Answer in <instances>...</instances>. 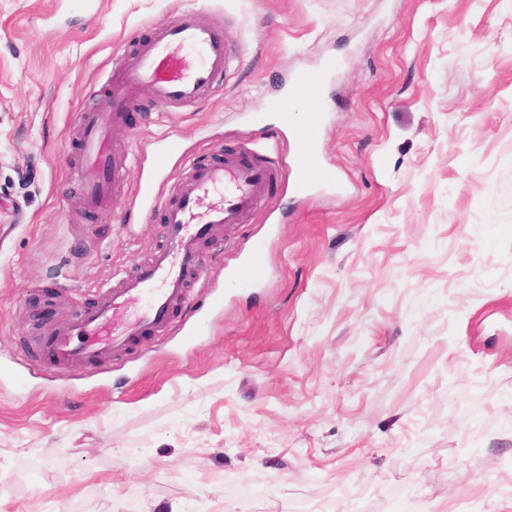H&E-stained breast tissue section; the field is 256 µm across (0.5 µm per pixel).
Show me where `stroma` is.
<instances>
[{
	"label": "stroma",
	"mask_w": 512,
	"mask_h": 512,
	"mask_svg": "<svg viewBox=\"0 0 512 512\" xmlns=\"http://www.w3.org/2000/svg\"><path fill=\"white\" fill-rule=\"evenodd\" d=\"M185 12L222 32L224 80L179 108L139 88L91 209L82 115ZM329 58L300 114L336 182L303 195L278 105ZM261 153L265 203L202 241L168 325L58 376L46 337L148 259L173 184ZM132 501L512 512V0H0V512Z\"/></svg>",
	"instance_id": "stroma-1"
}]
</instances>
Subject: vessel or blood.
Segmentation results:
<instances>
[{"label": "vessel or blood", "mask_w": 512, "mask_h": 512, "mask_svg": "<svg viewBox=\"0 0 512 512\" xmlns=\"http://www.w3.org/2000/svg\"><path fill=\"white\" fill-rule=\"evenodd\" d=\"M228 56L222 34L186 12L176 22L162 26L124 63L112 77L111 104L85 113L82 119L84 189L90 206L105 204L112 184L122 177V163L109 134L137 90L151 86L164 104L195 102L213 89ZM334 68L329 60L320 70L301 76L292 86V95L317 100ZM295 137L300 144L295 159L298 191H307L316 181L334 183V173L323 165L316 150L317 128H299ZM275 170V158L248 165L228 154L223 161L193 168L189 177L176 182L165 211L164 244L155 248L146 262L117 279L75 322L47 336L46 345L56 353L60 366L111 360L123 355L143 330L165 326L174 303L185 294L188 274L199 266L201 241L211 236L217 225L239 223L254 210Z\"/></svg>", "instance_id": "b4317fda"}]
</instances>
